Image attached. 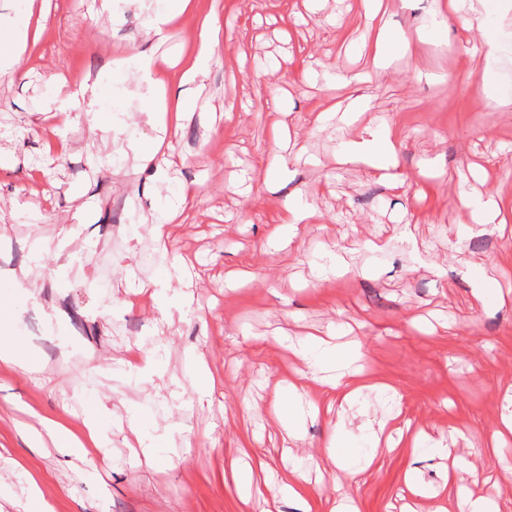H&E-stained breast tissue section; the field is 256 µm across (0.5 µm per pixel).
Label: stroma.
<instances>
[{
  "label": "stroma",
  "mask_w": 512,
  "mask_h": 512,
  "mask_svg": "<svg viewBox=\"0 0 512 512\" xmlns=\"http://www.w3.org/2000/svg\"><path fill=\"white\" fill-rule=\"evenodd\" d=\"M35 2L40 37L0 82V337L38 366L0 365V483L15 494L0 512L28 505L21 465L55 512H263L231 477L248 455L277 487L303 463L306 484L278 512L346 499L359 512H437L469 493L512 512V436L492 440L512 404V221L468 235L459 199L512 201V104L477 92L485 32L465 29L469 0L439 41L417 36L435 0H383L387 27L410 43L373 76L371 109L351 125L317 116L348 99L336 74L368 67L377 22L364 0H195L162 38L151 0ZM205 16L219 50L188 81ZM128 47L160 60V86L115 66ZM150 88L167 109L192 103L178 132L149 121ZM78 98L84 110L59 123L53 108ZM380 118L401 143L398 184L336 161L340 140L373 139ZM275 119L290 143L270 178L259 161L279 151ZM183 185L194 200L156 234ZM295 196L313 216L281 249L271 226ZM478 264L500 302L477 305ZM339 327L398 397L332 408L311 389L319 412L289 439L274 404L308 364L287 344ZM195 356L212 384L204 398ZM90 412L107 433L85 466L45 426L82 440ZM385 420L409 421L476 472L446 480L444 459L403 443L350 478L329 446L335 426L363 448L365 424ZM410 475L434 498L413 497Z\"/></svg>",
  "instance_id": "obj_1"
}]
</instances>
